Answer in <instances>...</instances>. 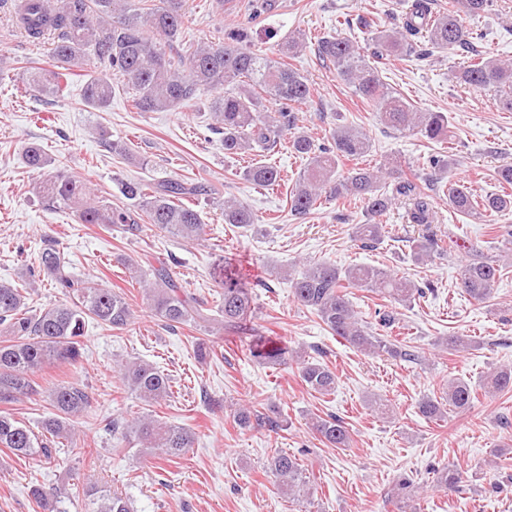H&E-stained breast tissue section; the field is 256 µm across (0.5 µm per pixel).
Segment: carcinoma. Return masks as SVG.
I'll use <instances>...</instances> for the list:
<instances>
[{
	"mask_svg": "<svg viewBox=\"0 0 512 512\" xmlns=\"http://www.w3.org/2000/svg\"><path fill=\"white\" fill-rule=\"evenodd\" d=\"M433 2L411 0L401 28L375 32L364 47L347 37L330 35L317 39L315 51L319 59L336 69L337 78L353 95L376 112L386 128L439 141L448 134V117L419 109L389 87L381 78L382 61L466 51L470 57L456 78L473 88L495 91L500 108L507 112H512V61L481 57L463 24L464 18L481 15L488 0H450L441 12L432 11ZM270 7L271 0H252L249 23L228 28L221 41L185 46L182 34L192 23L188 0H26L27 36L36 39L51 34L52 64L44 68L23 62L16 67V82L26 92L63 98L72 76L83 72L82 100L99 111L111 105L117 84L130 95L138 112L184 109L193 105L200 92L222 89L224 95L212 105L209 130L220 136L224 155L251 156L245 172L250 183L260 188L280 186V171L264 156L284 140L303 163L289 192L292 215L301 218L311 214L326 193L336 199L352 197L363 202L372 218L384 215L400 201L406 206L408 223L430 228L436 214L417 174L405 173L398 164L372 169L359 166L358 160L372 148L366 133L339 124L331 128L327 142L318 143L297 130L295 110L313 97L314 88L309 78L283 57L296 55L303 47L302 40L294 33L285 37L279 58L258 53L248 45L249 24ZM98 136L111 154L129 158L125 142L110 139L103 130ZM23 158L28 167L43 171V180L33 190L51 211H71L81 224H120L133 236L154 226L187 243L202 239L200 211L185 202L189 197L197 200L212 195V189L202 182L167 178L149 186L138 178L127 179L119 182L118 188L129 204L114 206L97 194L92 183L57 165L42 146L27 145ZM346 161L354 162V166L344 168ZM433 191L446 196L454 212L467 216L512 212V193L478 198L467 185L452 181ZM223 214L224 223L237 227L260 222L250 207L233 198L224 199ZM383 236L384 226L376 222L358 224L352 233L363 249L375 247ZM409 248L410 258L417 264L441 254L438 239L430 234L411 240ZM124 266L143 289L148 308L162 325L172 329L187 324L200 327L213 321L211 309L187 292L166 264L145 270L138 261L126 258ZM37 271L54 281L65 301L32 312L28 310V288L0 283V332L6 335L0 340V404H17L44 393L52 412L35 432L14 414L0 411V448L18 458L49 461L73 442L75 424L93 412V398L82 382L61 381L43 389L33 376L45 369L78 368L83 362V338L89 324L123 330L132 324L134 314L121 291L66 272L54 240L44 241L38 270H28L29 276ZM211 276L221 288L217 323L225 331L247 337L250 357L273 367L293 360L308 390L321 396L334 392L336 373L327 363L309 361L275 342L251 335L258 311L252 289L242 285L236 269L220 261ZM500 277V265L473 261L461 268L459 288L471 299L483 302L490 298ZM349 288H363L401 305L424 294L408 277L371 265L343 269L332 263H315L292 280L295 300L349 347L394 360H418L417 351L410 346L372 331L357 317ZM121 379L149 406L173 394L169 375L144 361L126 363ZM486 387L497 392L512 388V367L492 371ZM473 403L470 384L456 379L448 383L445 395L423 397L418 409L426 419L438 421L450 409L458 413L471 410ZM234 418L243 427L256 425L275 433L288 428L280 413H263L254 406L237 409ZM309 425L324 443L337 448L349 444L350 430L336 415L313 417ZM106 430L116 445L133 444L140 453L166 461L185 455L194 442L192 430L167 424L149 413L130 421H109ZM268 470L294 501L308 496L309 486L316 483L301 459L287 451H274ZM432 482L441 491L457 492L464 475L456 469L437 467L432 469ZM30 495L43 512H57L62 491L34 485ZM86 497L87 512H130L126 498L97 483L87 488Z\"/></svg>",
	"mask_w": 512,
	"mask_h": 512,
	"instance_id": "obj_1",
	"label": "carcinoma"
}]
</instances>
